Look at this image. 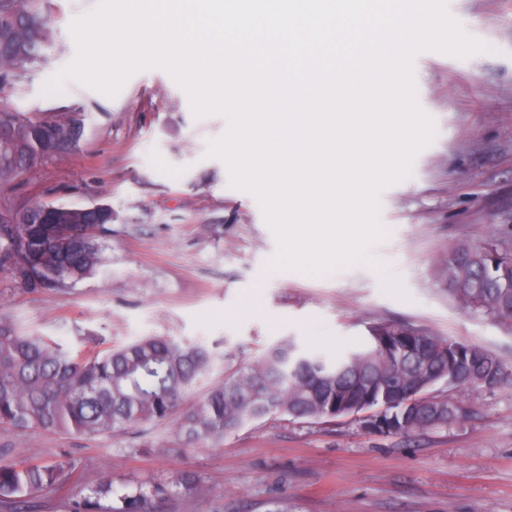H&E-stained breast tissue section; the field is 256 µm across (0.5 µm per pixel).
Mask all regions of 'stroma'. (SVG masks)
<instances>
[{
    "label": "stroma",
    "instance_id": "stroma-1",
    "mask_svg": "<svg viewBox=\"0 0 512 512\" xmlns=\"http://www.w3.org/2000/svg\"><path fill=\"white\" fill-rule=\"evenodd\" d=\"M95 5L42 0L53 42L0 90V110L83 125L77 143L0 184V214L108 203L106 262L93 277L39 290L0 268V314L72 353L149 335L200 343L215 356L211 383L223 381L225 366L288 340L335 362L379 324L481 346L512 372V323L467 311L438 279L456 243L512 246V0H447L449 15L490 50L416 54V99L434 139L407 177L381 191L384 235L369 261L325 277L274 268L278 239L260 201L208 153L227 131L223 113L196 115L166 69L138 70L113 95L71 78L63 95H48L77 54L72 23ZM431 394L465 416L383 434L360 417L272 414L195 448L183 445L173 418L114 436L0 428V459L70 472L65 486L22 506L0 502V512H70L101 481L121 495L141 483L174 486L185 472L196 489H175L161 512H512V375L493 389L441 382Z\"/></svg>",
    "mask_w": 512,
    "mask_h": 512
}]
</instances>
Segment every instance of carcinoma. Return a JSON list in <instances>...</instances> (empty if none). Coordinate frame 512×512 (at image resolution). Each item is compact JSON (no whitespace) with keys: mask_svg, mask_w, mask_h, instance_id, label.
Segmentation results:
<instances>
[{"mask_svg":"<svg viewBox=\"0 0 512 512\" xmlns=\"http://www.w3.org/2000/svg\"><path fill=\"white\" fill-rule=\"evenodd\" d=\"M49 20L39 0H0V86L17 80L41 58L51 40ZM13 139L0 141V183L11 181L26 155L36 157L46 124L0 111ZM83 127H58L56 151L77 142ZM61 238L52 224H0V266L15 269L26 287L59 288L94 276L104 265L103 239L112 234V207L103 205L101 224L86 229L72 223ZM439 278L448 293L476 313L512 321V253L483 241L457 243L448 249ZM455 343L402 325L371 331L367 346L349 354L332 375L319 359L287 375L283 367L290 342L258 359L224 370L211 386L179 414L180 437L189 445L221 441L244 424L271 414L313 420L336 417V404H362L376 412L395 413L400 432L446 426L463 415L458 405L434 423L426 410L403 424L402 413L416 400L420 367L427 363L454 388L494 387L505 378L500 360L474 346ZM213 354L202 344L182 345L168 336H143L127 345L95 347L72 356L45 336L27 333L0 316V428L66 431L94 436L134 425L169 419L208 375ZM65 466L0 463V502L25 503L40 491L63 485ZM112 483H99L76 497L71 512H155L156 501L172 495L162 484L138 485L119 497L121 506L104 505Z\"/></svg>","mask_w":512,"mask_h":512,"instance_id":"carcinoma-1","label":"carcinoma"}]
</instances>
